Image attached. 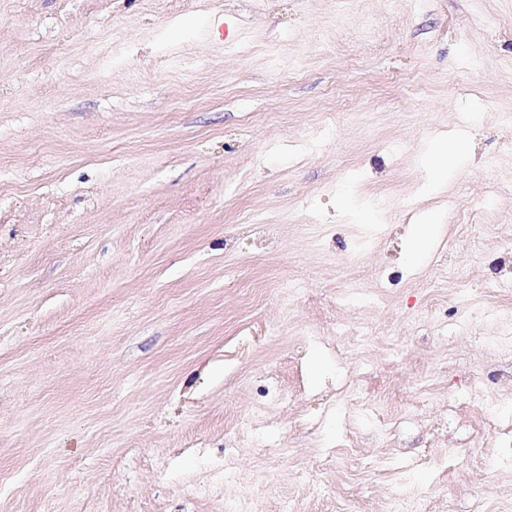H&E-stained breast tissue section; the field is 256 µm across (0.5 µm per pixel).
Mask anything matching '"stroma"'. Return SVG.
Masks as SVG:
<instances>
[{
	"label": "stroma",
	"instance_id": "35a3bbf8",
	"mask_svg": "<svg viewBox=\"0 0 512 512\" xmlns=\"http://www.w3.org/2000/svg\"><path fill=\"white\" fill-rule=\"evenodd\" d=\"M508 113L512 0H0V512L512 504L484 410L447 408L512 405L477 344L512 315ZM339 324L370 342L337 358ZM462 150L463 141L459 138H441L431 145L424 158L425 166L432 174V177L427 185L428 188H435L443 181L445 170L438 164V159L441 157L447 158L448 154L457 155ZM435 154L436 164L434 167L431 163V160ZM435 217L426 214L421 219V224L417 225L413 244L408 254L410 265H418L426 255L433 237Z\"/></svg>",
	"mask_w": 512,
	"mask_h": 512
}]
</instances>
